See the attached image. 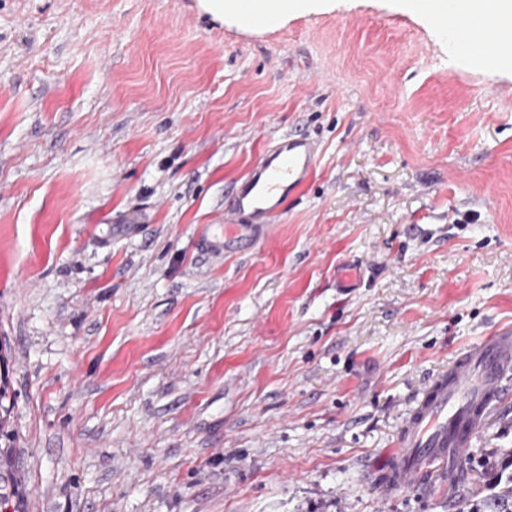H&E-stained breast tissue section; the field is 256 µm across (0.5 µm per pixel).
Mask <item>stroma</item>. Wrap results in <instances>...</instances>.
<instances>
[{"instance_id": "obj_1", "label": "stroma", "mask_w": 512, "mask_h": 512, "mask_svg": "<svg viewBox=\"0 0 512 512\" xmlns=\"http://www.w3.org/2000/svg\"><path fill=\"white\" fill-rule=\"evenodd\" d=\"M294 132L306 186L207 254ZM502 327L512 73L396 0L248 29L197 0H0L9 512H458L512 451V377L460 482L388 497L379 466L411 398Z\"/></svg>"}]
</instances>
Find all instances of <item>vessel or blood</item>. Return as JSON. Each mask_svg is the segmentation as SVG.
<instances>
[{
	"mask_svg": "<svg viewBox=\"0 0 512 512\" xmlns=\"http://www.w3.org/2000/svg\"><path fill=\"white\" fill-rule=\"evenodd\" d=\"M452 23L460 45L483 48L478 38L481 23L463 12ZM316 161L308 136L277 139L235 186V219L217 225L205 239V249L220 255L251 246L275 223L289 195L313 173ZM511 371L512 330L503 328L469 347L447 372L437 375L400 426L387 459L384 493L419 486L435 467L457 466L466 448L487 431L492 404L504 392Z\"/></svg>",
	"mask_w": 512,
	"mask_h": 512,
	"instance_id": "vessel-or-blood-1",
	"label": "vessel or blood"
}]
</instances>
